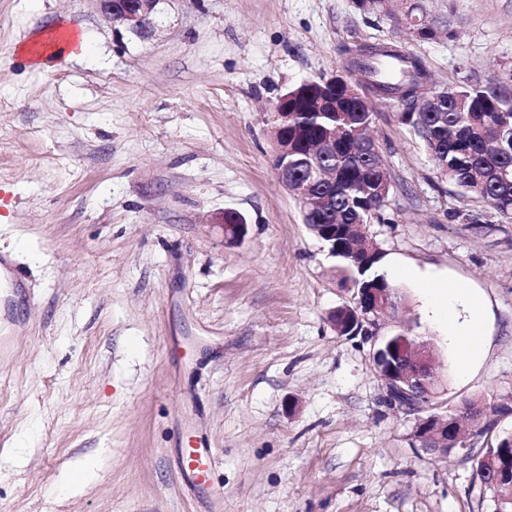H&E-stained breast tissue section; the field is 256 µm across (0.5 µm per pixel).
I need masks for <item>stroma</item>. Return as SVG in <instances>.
<instances>
[{"label":"stroma","instance_id":"stroma-1","mask_svg":"<svg viewBox=\"0 0 512 512\" xmlns=\"http://www.w3.org/2000/svg\"><path fill=\"white\" fill-rule=\"evenodd\" d=\"M422 4L449 33L412 40L354 0H159L143 38L93 0H0V254L23 283L0 286V512H208L180 475L190 439L224 512H491L474 465L413 443L369 344L337 334L352 294L272 166L276 98L363 45L512 95V0ZM51 25L89 55L15 53ZM372 105L391 189L368 234L434 344L433 404L510 401L512 222L456 218L401 105ZM227 209L241 241L213 225ZM423 278L481 301L467 370Z\"/></svg>","mask_w":512,"mask_h":512}]
</instances>
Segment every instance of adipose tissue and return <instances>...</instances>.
<instances>
[{
  "instance_id": "obj_1",
  "label": "adipose tissue",
  "mask_w": 512,
  "mask_h": 512,
  "mask_svg": "<svg viewBox=\"0 0 512 512\" xmlns=\"http://www.w3.org/2000/svg\"><path fill=\"white\" fill-rule=\"evenodd\" d=\"M429 304L451 330V339L461 366H468L480 353L478 328L482 320L479 301L468 289L451 288L447 283L424 282Z\"/></svg>"
}]
</instances>
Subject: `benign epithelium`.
Segmentation results:
<instances>
[{"mask_svg":"<svg viewBox=\"0 0 512 512\" xmlns=\"http://www.w3.org/2000/svg\"><path fill=\"white\" fill-rule=\"evenodd\" d=\"M112 23L146 37L153 28L158 0H92ZM276 134L288 125V96L280 95L273 104ZM236 223L219 220L215 226L224 237L238 241L246 231L245 218L235 214ZM403 305L391 288H362L354 306H345L347 318L341 326L346 336H357L370 343L372 365L384 383L389 401L410 413H418L411 436L424 451L440 458L452 452L473 453L481 440V430L490 413L480 401L465 400L444 414L434 412L432 399L436 382V356L432 341L423 336L402 340L390 350L379 342L388 327L400 318Z\"/></svg>","mask_w":512,"mask_h":512,"instance_id":"7a95c632","label":"benign epithelium"}]
</instances>
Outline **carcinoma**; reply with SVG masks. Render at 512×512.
Returning a JSON list of instances; mask_svg holds the SVG:
<instances>
[{"label": "carcinoma", "instance_id": "obj_1", "mask_svg": "<svg viewBox=\"0 0 512 512\" xmlns=\"http://www.w3.org/2000/svg\"><path fill=\"white\" fill-rule=\"evenodd\" d=\"M376 93L403 106L402 124L411 128L432 157L438 173L460 189V197L488 205L498 219L512 220V99L491 86L470 85L448 89V97L430 112H417L418 97L412 88L424 71L404 53L367 51L358 61ZM330 86L319 79L308 80L288 90L300 100L307 94L324 95ZM375 112L346 96L336 86V111L297 107L288 129V154L277 163L288 166L297 178L305 179L309 169L328 167L335 173L332 182H315L311 192L329 203L304 209L305 223L312 232L320 224H359L367 226L380 216L388 197L375 191L374 182L388 179L380 151L366 144ZM334 137L333 149L312 155L311 145ZM341 282L352 288H366L376 282L388 283L377 273V264L356 265L345 252H336ZM419 321L399 322L385 340L425 335ZM512 453L504 436L480 449L473 461L479 478V497L495 500L497 512H512V488L492 483L491 474Z\"/></svg>", "mask_w": 512, "mask_h": 512}]
</instances>
